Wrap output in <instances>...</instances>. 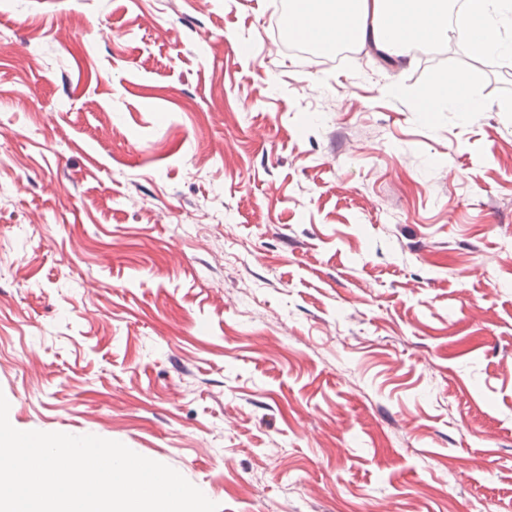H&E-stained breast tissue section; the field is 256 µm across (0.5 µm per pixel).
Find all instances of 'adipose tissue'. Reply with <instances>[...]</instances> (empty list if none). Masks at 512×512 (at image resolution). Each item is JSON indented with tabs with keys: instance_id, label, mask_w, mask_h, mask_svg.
<instances>
[{
	"instance_id": "adipose-tissue-1",
	"label": "adipose tissue",
	"mask_w": 512,
	"mask_h": 512,
	"mask_svg": "<svg viewBox=\"0 0 512 512\" xmlns=\"http://www.w3.org/2000/svg\"><path fill=\"white\" fill-rule=\"evenodd\" d=\"M452 25L468 31L469 53L512 56V0H467L458 12L451 0H297L289 17L291 33L322 48L354 38L403 63L410 59L408 46L447 39ZM415 105L421 112L480 109L468 94L467 79L457 73L446 75Z\"/></svg>"
}]
</instances>
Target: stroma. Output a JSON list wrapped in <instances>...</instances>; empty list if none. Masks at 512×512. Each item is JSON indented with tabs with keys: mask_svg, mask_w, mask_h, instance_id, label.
Segmentation results:
<instances>
[{
	"mask_svg": "<svg viewBox=\"0 0 512 512\" xmlns=\"http://www.w3.org/2000/svg\"><path fill=\"white\" fill-rule=\"evenodd\" d=\"M278 9L0 0L9 421L220 512H512V65L266 61ZM419 112H442L448 106L459 112H477V100L468 96V80L458 73H448L438 86L421 96L415 102Z\"/></svg>",
	"mask_w": 512,
	"mask_h": 512,
	"instance_id": "35a3bbf8",
	"label": "stroma"
}]
</instances>
